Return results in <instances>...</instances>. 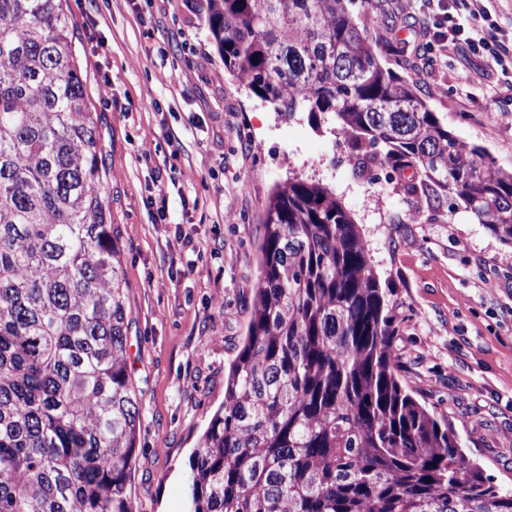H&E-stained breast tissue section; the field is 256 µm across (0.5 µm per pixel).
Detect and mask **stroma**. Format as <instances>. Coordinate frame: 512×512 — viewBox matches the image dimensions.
<instances>
[{
    "instance_id": "stroma-1",
    "label": "stroma",
    "mask_w": 512,
    "mask_h": 512,
    "mask_svg": "<svg viewBox=\"0 0 512 512\" xmlns=\"http://www.w3.org/2000/svg\"><path fill=\"white\" fill-rule=\"evenodd\" d=\"M98 113L105 196L126 282L141 430L133 512H186L189 457L224 400L245 337L276 186L330 187L352 214L390 305L414 396L512 489V247L452 199L393 191L306 115L274 112L224 68L207 0H66ZM417 0H354L379 61L468 145L512 170V63L416 48ZM168 198L166 220L150 200Z\"/></svg>"
}]
</instances>
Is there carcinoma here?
<instances>
[{
  "mask_svg": "<svg viewBox=\"0 0 512 512\" xmlns=\"http://www.w3.org/2000/svg\"><path fill=\"white\" fill-rule=\"evenodd\" d=\"M353 0H208L224 67L273 110L331 119L408 194L460 200L512 246V170L384 67ZM62 0H0V512H132L141 421L121 248ZM224 402L189 458L188 512H512L448 416L403 383L357 224L326 185L277 188Z\"/></svg>",
  "mask_w": 512,
  "mask_h": 512,
  "instance_id": "cac0c4a2",
  "label": "carcinoma"
}]
</instances>
